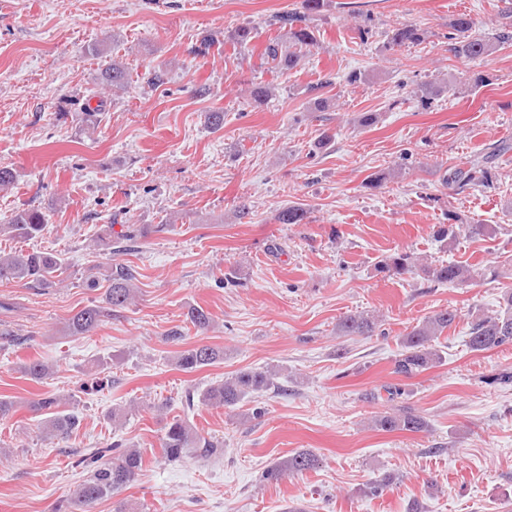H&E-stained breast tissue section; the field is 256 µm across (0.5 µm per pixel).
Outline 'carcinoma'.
I'll return each mask as SVG.
<instances>
[{
	"label": "carcinoma",
	"mask_w": 512,
	"mask_h": 512,
	"mask_svg": "<svg viewBox=\"0 0 512 512\" xmlns=\"http://www.w3.org/2000/svg\"><path fill=\"white\" fill-rule=\"evenodd\" d=\"M325 0H302L304 14L288 13L275 15L271 24L278 26L282 33L269 39L260 57L267 71L282 75L293 70L299 63L303 50L317 44L314 29L306 23V16L320 11ZM453 33L448 36L450 51L455 57L467 62L484 59L496 49V44L512 40V32L504 29L494 39L476 32V22L468 14L458 15L452 23ZM423 34L413 26H401L392 30L389 43L392 46L418 44ZM100 84L108 90H122L128 84L125 66L111 60L100 73ZM455 181L468 185L487 179V171L480 162L472 160L466 170L454 172ZM307 211L300 206H288L277 216L281 224H302ZM45 228L44 214L35 208L18 210L6 224H0V237L32 239ZM387 271L401 275L418 267L427 276L438 282L453 283L467 287L483 271L471 265L449 262L438 266L424 265L412 254L398 252L384 263ZM66 268L60 254L42 251L0 250V281L27 280L33 284L48 287L55 283ZM136 271L123 264L108 268L106 288L102 302L87 305L71 315L65 322V332L70 336H89L101 324L112 317V312L131 305L136 297ZM186 320L197 329H208L212 318L200 306H191L185 314ZM457 312L442 309L425 317L417 326L400 339V352L395 360L394 373L406 377L416 375L442 363L441 351L434 347L444 332L453 326ZM378 320L375 316L356 313L342 318L336 331L343 335H371ZM512 346V291L505 292L499 310L491 315L477 316L469 328L468 346L474 352L490 351L502 346ZM224 360V349L198 344L180 352L177 366L184 372H194ZM24 373L33 381H41L50 374V367L40 360L24 366ZM277 386L276 372L271 368L239 370L224 381L212 385L190 396L189 401H198L202 406L212 408H234L246 399ZM73 396H41L28 402L29 410L43 416L42 433L47 437L65 438L80 425L79 416L67 409ZM374 426L385 432L405 431L418 433L428 427L427 421L411 412L400 409L385 413L374 420ZM162 459L175 463L191 452L208 459L224 453V444L212 437L193 431L182 419H172L164 426L160 439ZM90 468V475L78 485L61 505V512H90L98 500L136 481L143 465V453L138 448H126L115 441L111 447L99 449L84 459ZM319 458L314 453L302 450L273 466L266 473V479L279 480L287 473L314 470Z\"/></svg>",
	"instance_id": "obj_1"
}]
</instances>
